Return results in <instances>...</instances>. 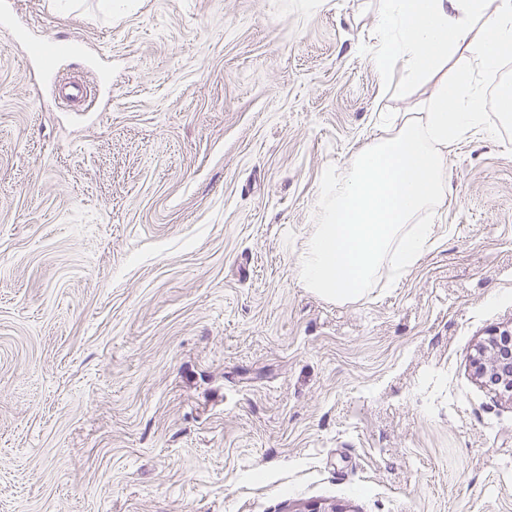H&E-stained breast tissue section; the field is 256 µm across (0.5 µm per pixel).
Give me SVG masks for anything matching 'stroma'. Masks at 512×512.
<instances>
[{"label": "stroma", "mask_w": 512, "mask_h": 512, "mask_svg": "<svg viewBox=\"0 0 512 512\" xmlns=\"http://www.w3.org/2000/svg\"><path fill=\"white\" fill-rule=\"evenodd\" d=\"M381 5L14 0L91 91L0 27V512H512V400L473 368L512 327V127L449 149L408 273L296 275L323 184L434 92L377 70Z\"/></svg>", "instance_id": "35a3bbf8"}]
</instances>
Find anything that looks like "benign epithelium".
<instances>
[{"label": "benign epithelium", "mask_w": 512, "mask_h": 512, "mask_svg": "<svg viewBox=\"0 0 512 512\" xmlns=\"http://www.w3.org/2000/svg\"><path fill=\"white\" fill-rule=\"evenodd\" d=\"M477 378L495 394L512 400V329L496 330L479 345Z\"/></svg>", "instance_id": "obj_1"}]
</instances>
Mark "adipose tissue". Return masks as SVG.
I'll return each mask as SVG.
<instances>
[{
  "label": "adipose tissue",
  "mask_w": 512,
  "mask_h": 512,
  "mask_svg": "<svg viewBox=\"0 0 512 512\" xmlns=\"http://www.w3.org/2000/svg\"><path fill=\"white\" fill-rule=\"evenodd\" d=\"M378 69L399 62L409 81L425 78L469 44L474 21L484 37L469 44L466 64L442 77L426 112L406 118L358 151L341 181L323 192L322 221L298 262L299 278L317 295L355 302L372 288L383 265L407 272L434 244L421 213L448 205L449 148L484 129L478 80L496 78L512 55V0H383Z\"/></svg>",
  "instance_id": "ef3b65f1"
}]
</instances>
